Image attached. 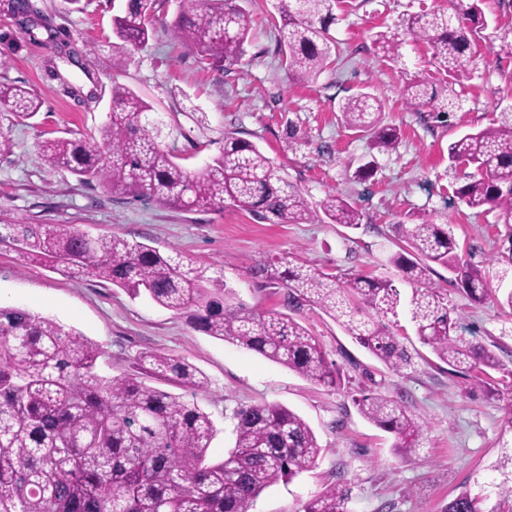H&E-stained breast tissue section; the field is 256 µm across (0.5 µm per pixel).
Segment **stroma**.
<instances>
[{"label": "stroma", "mask_w": 512, "mask_h": 512, "mask_svg": "<svg viewBox=\"0 0 512 512\" xmlns=\"http://www.w3.org/2000/svg\"><path fill=\"white\" fill-rule=\"evenodd\" d=\"M251 19L240 63L229 71L204 66L195 49L173 29L180 0H158L153 33L120 67H113L117 38L113 19L124 0H25V13L0 0V83L30 87L39 112L21 120L0 105V132L13 143L0 158V221L7 224H74L98 235L177 251L194 265L221 272L227 285L259 311L282 310L283 295L256 288L253 266L286 254L326 272L350 269L396 278L390 257L403 242L396 227L425 221L447 224L465 260L490 268L499 282L505 229L494 213H475L454 195L466 169L448 160V145L461 134L499 124L512 109V59L495 54L512 39V0H483L488 27L473 45L474 74L459 91L448 125L406 109L407 78L428 72L426 44L408 40L398 63L383 61L373 32H404L410 14L451 11L450 0H340L331 33L340 51L332 70L299 84L288 74L278 48L274 0H238ZM129 87L153 108L170 131L180 164L197 171L211 161L225 133L257 145L296 186L310 212L303 224H270L248 212L183 211L142 200H119L67 170L44 161L40 144L50 138L97 136L107 119L112 88ZM369 92L384 104L383 121L398 128L396 150L375 152L367 133L346 128L338 107L345 97ZM301 140L284 151L289 126ZM374 161L371 177L359 165ZM355 202L356 227L330 223L321 204L327 193ZM433 281L462 318L467 337L494 346L512 367V309L472 304L443 267ZM0 306L19 307L77 329L100 344L101 373L131 372L134 356L154 351L186 359L207 378L197 403L217 434L209 450L223 459L232 446L235 408L283 405L302 416L322 449L315 468L265 489L250 512H304L306 502L343 479L351 512H443L461 490H477L488 468L512 446V423L501 403L487 399L472 378L449 373L435 356L396 373L371 356L329 315L304 310L300 320L328 360L340 367L343 384H314L261 355L193 329L185 316L93 278H74L0 246ZM366 389L415 408L427 426L419 457L392 450L391 434L364 420L352 397Z\"/></svg>", "instance_id": "stroma-1"}]
</instances>
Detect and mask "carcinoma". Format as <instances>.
<instances>
[{
  "label": "carcinoma",
  "mask_w": 512,
  "mask_h": 512,
  "mask_svg": "<svg viewBox=\"0 0 512 512\" xmlns=\"http://www.w3.org/2000/svg\"><path fill=\"white\" fill-rule=\"evenodd\" d=\"M156 0H126L113 19L120 44L113 65L149 39ZM481 0H454V15L421 12L407 20L413 39L427 44V74L407 79L406 107L439 120L453 111L456 87L470 80L475 35L487 27ZM335 0H278L279 43L292 80L312 83L333 62L330 34ZM250 19L236 0H183L178 37L192 45L202 63L228 71L244 55ZM381 57L401 58L404 39L391 31L372 38ZM0 103L22 118L40 110L27 88L0 85ZM344 125L368 132L374 146L390 152L397 128L382 123L383 104L359 92L339 105ZM100 141L58 138L42 142L46 162L95 183L119 199L148 198L186 211L222 210L224 204L270 224H301L309 211L297 187L255 144L224 134L219 155L200 171L176 162L163 144L162 123L152 106L127 87L115 86ZM448 160L475 168L455 194L472 210L493 211L512 244V122L469 132L448 144ZM333 224L357 226L356 204L334 193L322 201ZM407 249L390 263L411 286L406 300L390 280L350 271L339 276L295 256L265 260L252 277L284 290L285 311L258 312L241 302L224 278L207 275L181 256L112 235L93 236L74 224H5L0 244H10L36 262L71 276H87L148 296L185 315L209 336L254 351L304 379L328 387L341 383L317 338L299 322L307 307L329 314L388 368L414 367L394 318L406 304L417 340L448 372L478 371L475 384L503 403L512 423V369L488 347L463 336L461 318L431 279L438 264L456 275L473 304L494 301L512 308V290L499 296L484 267L462 260L448 226L400 224ZM283 270H278V267ZM100 345L39 314L0 307V512H249L266 488L314 468L321 456L310 425L277 404L242 405L233 412L234 444L215 461L209 449L217 434L210 415L195 401L147 385L142 375L193 393L206 387L191 363L144 351L134 372L104 375ZM498 372L497 379L491 372ZM359 414L395 438L396 455L415 457L425 440L423 418L403 400L373 392L353 399ZM511 456L491 466L478 493L463 491L446 512H512ZM349 491L331 484L305 505V512H350Z\"/></svg>",
  "instance_id": "1"
}]
</instances>
